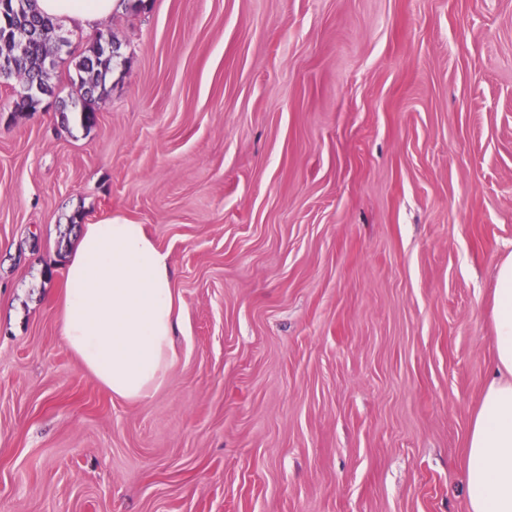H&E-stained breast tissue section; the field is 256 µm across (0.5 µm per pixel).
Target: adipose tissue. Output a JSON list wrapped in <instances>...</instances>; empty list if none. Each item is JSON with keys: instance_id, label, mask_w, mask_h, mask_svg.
Instances as JSON below:
<instances>
[{"instance_id": "obj_1", "label": "adipose tissue", "mask_w": 512, "mask_h": 512, "mask_svg": "<svg viewBox=\"0 0 512 512\" xmlns=\"http://www.w3.org/2000/svg\"><path fill=\"white\" fill-rule=\"evenodd\" d=\"M40 13L90 30L121 0H34ZM60 325L68 349L112 395L158 392L183 331L169 256L144 225L110 217L80 227L63 269ZM494 372L466 443L468 512H512V252L497 271Z\"/></svg>"}]
</instances>
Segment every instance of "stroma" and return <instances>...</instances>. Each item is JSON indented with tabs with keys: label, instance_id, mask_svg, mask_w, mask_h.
Returning <instances> with one entry per match:
<instances>
[{
	"label": "stroma",
	"instance_id": "1",
	"mask_svg": "<svg viewBox=\"0 0 512 512\" xmlns=\"http://www.w3.org/2000/svg\"><path fill=\"white\" fill-rule=\"evenodd\" d=\"M90 128L0 84V512H467L512 252V0H151ZM60 98L91 33L64 28ZM168 253L165 386L66 347L69 219Z\"/></svg>",
	"mask_w": 512,
	"mask_h": 512
}]
</instances>
